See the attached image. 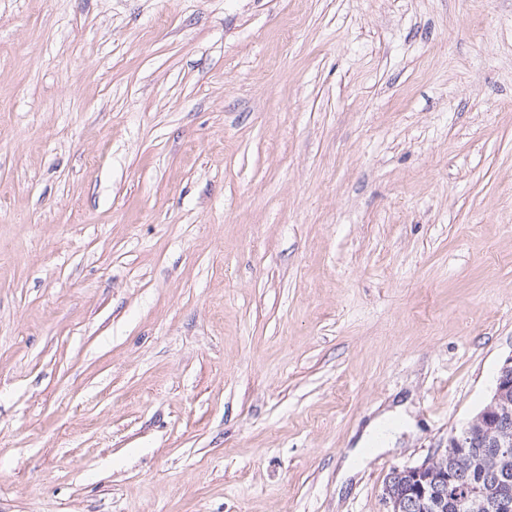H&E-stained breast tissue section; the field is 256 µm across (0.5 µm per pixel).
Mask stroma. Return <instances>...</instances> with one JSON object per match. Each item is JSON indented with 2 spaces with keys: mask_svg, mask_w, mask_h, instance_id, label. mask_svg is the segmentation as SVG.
<instances>
[{
  "mask_svg": "<svg viewBox=\"0 0 512 512\" xmlns=\"http://www.w3.org/2000/svg\"><path fill=\"white\" fill-rule=\"evenodd\" d=\"M511 355L512 0H0V512H385Z\"/></svg>",
  "mask_w": 512,
  "mask_h": 512,
  "instance_id": "1",
  "label": "stroma"
}]
</instances>
